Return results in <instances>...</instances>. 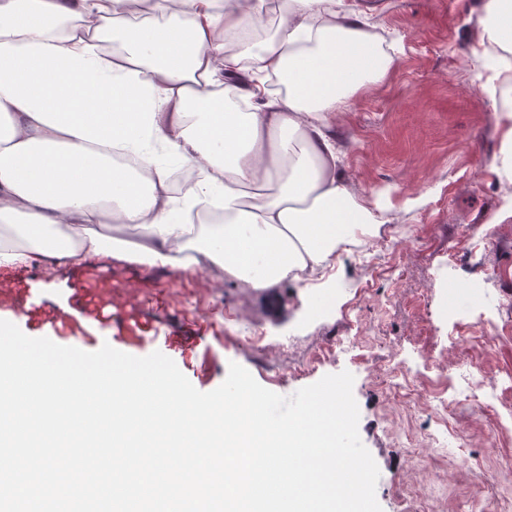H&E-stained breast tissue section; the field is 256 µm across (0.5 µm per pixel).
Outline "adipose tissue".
I'll return each instance as SVG.
<instances>
[{"instance_id":"1","label":"adipose tissue","mask_w":512,"mask_h":512,"mask_svg":"<svg viewBox=\"0 0 512 512\" xmlns=\"http://www.w3.org/2000/svg\"><path fill=\"white\" fill-rule=\"evenodd\" d=\"M127 2L0 0V265L192 273L202 255L257 291L337 279V246L377 217L348 190L331 114L391 67L357 0H285L279 38L242 52L224 38L266 0H139L166 24L134 29ZM112 222L146 244L59 237Z\"/></svg>"}]
</instances>
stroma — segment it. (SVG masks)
<instances>
[{"mask_svg": "<svg viewBox=\"0 0 512 512\" xmlns=\"http://www.w3.org/2000/svg\"><path fill=\"white\" fill-rule=\"evenodd\" d=\"M360 2L394 62L337 106L332 132L350 190L400 225L404 243L342 252L341 278L324 286L335 301L320 319L309 315L311 289L292 281L258 293L212 264L184 273L123 262L0 267V319L85 351L105 343L134 356L160 351L202 392L220 386L233 362L281 395L349 371L383 512H415L419 497L436 499L438 512H495L512 501V469L497 463L512 455V431L500 448L483 447L486 420L462 405L456 417L475 434L474 470L409 460L399 435L425 444L443 426L425 403L395 406L371 369L393 353L413 364L422 386L444 390L473 360L512 406V178L496 169L512 44L479 46L486 0ZM369 265L376 275L367 284ZM397 266L406 270L398 281ZM452 287L487 291L493 303L447 317ZM249 331L264 336L266 350L239 343ZM285 340L290 349L278 352ZM449 341L442 370L434 361Z\"/></svg>", "mask_w": 512, "mask_h": 512, "instance_id": "obj_1", "label": "stroma"}]
</instances>
